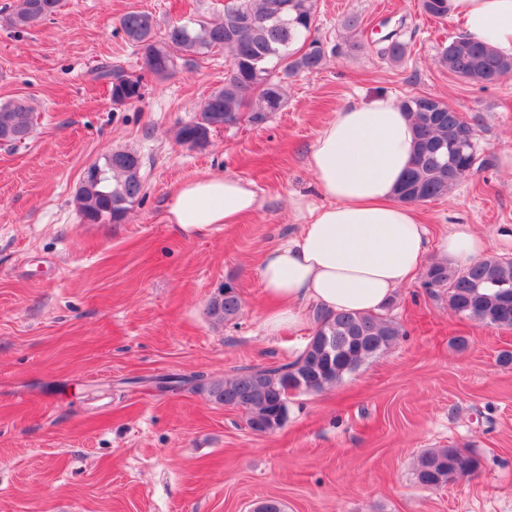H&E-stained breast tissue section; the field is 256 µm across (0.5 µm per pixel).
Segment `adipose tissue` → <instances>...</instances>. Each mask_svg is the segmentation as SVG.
I'll list each match as a JSON object with an SVG mask.
<instances>
[{
	"mask_svg": "<svg viewBox=\"0 0 512 512\" xmlns=\"http://www.w3.org/2000/svg\"><path fill=\"white\" fill-rule=\"evenodd\" d=\"M465 32L512 56V0H449ZM412 120L392 97L379 95L341 108L316 136L307 165L322 198L293 199L298 234L267 251L259 279L270 310L266 334L295 322L305 304L331 312H376L421 268L428 231L396 192L412 162ZM260 203L251 185L228 176L185 183L169 200L168 221L195 235L238 224ZM488 248L485 236L462 226L439 243L446 258L468 264Z\"/></svg>",
	"mask_w": 512,
	"mask_h": 512,
	"instance_id": "ef3b65f1",
	"label": "adipose tissue"
}]
</instances>
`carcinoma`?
Instances as JSON below:
<instances>
[{
    "instance_id": "cac0c4a2",
    "label": "carcinoma",
    "mask_w": 512,
    "mask_h": 512,
    "mask_svg": "<svg viewBox=\"0 0 512 512\" xmlns=\"http://www.w3.org/2000/svg\"><path fill=\"white\" fill-rule=\"evenodd\" d=\"M59 0H16L8 18L19 30L39 25L58 8ZM422 14L445 20L448 0H420ZM315 0H228L216 19L175 23L158 33L156 17L147 11H130L119 19L127 41L142 54L143 68L153 75L169 76L189 58L176 57L170 48L202 57L215 48L230 56L224 85L201 104L195 119L178 128L176 138L208 143L214 129L233 119L259 124L271 112L285 106L288 80L318 71L326 53L323 42L310 40L297 51L293 45L311 33ZM407 43L398 29L383 35L377 54L401 62ZM438 64L449 73L481 85H493L512 71V56H504L469 36L456 37L443 47ZM96 77L107 82L112 103L131 104L143 97L141 80L132 78L120 65L102 64ZM411 116L417 147L398 199L407 204L424 203L450 192L477 160V141L450 147L452 130L474 131L472 125L444 101L431 95H415L402 101ZM33 109L25 99L0 102V142L20 143L29 138ZM94 172L83 177L76 192L81 217L94 224L118 223L142 194V159L133 151L117 150ZM424 286L448 294V307L457 315L487 326L512 327V260L487 257L463 267L433 261L424 272ZM222 299H211L208 313L217 323L239 317L242 299L238 288L224 284ZM313 336L319 344L303 350L295 360L281 365L250 367L234 376L212 380L206 388L212 401L245 413L249 427L259 419L283 426L288 414V391L317 393L333 387L361 364L389 349L401 336L400 326L377 313H315ZM200 379L197 373L163 377L156 381L174 390ZM474 454L452 446L425 450L417 457L416 482L436 489L478 471Z\"/></svg>"
}]
</instances>
